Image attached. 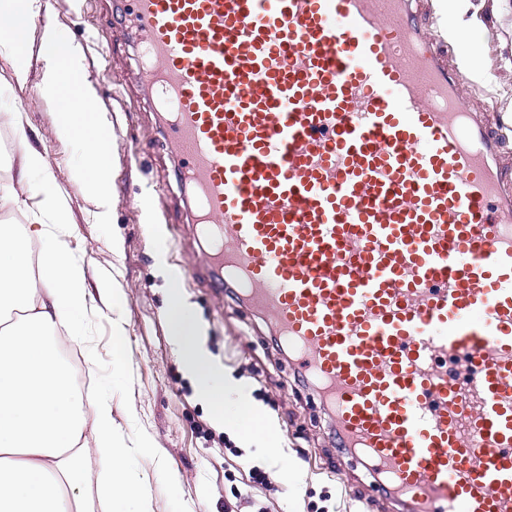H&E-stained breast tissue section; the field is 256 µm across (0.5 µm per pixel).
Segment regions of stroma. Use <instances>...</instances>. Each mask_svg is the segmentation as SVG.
Returning a JSON list of instances; mask_svg holds the SVG:
<instances>
[{"label":"stroma","instance_id":"obj_1","mask_svg":"<svg viewBox=\"0 0 512 512\" xmlns=\"http://www.w3.org/2000/svg\"><path fill=\"white\" fill-rule=\"evenodd\" d=\"M38 26L54 25L81 48L85 76L112 130L114 178L106 222L79 176L83 148L55 134L59 105L41 92V63L26 86L13 79L0 54V113L22 108L67 199L70 225L61 237L86 272L89 310L84 340L67 341L79 366L78 391L86 409L98 397L112 403V425L129 451L127 483L146 484L145 499L130 497L123 512H402L377 492L365 470L336 446L330 413L316 391L295 382L297 371L272 341L269 325L230 289L208 278L205 259L187 224L176 182V162L162 148L160 128L133 57L132 37L114 0H43ZM421 23L449 65L464 78L468 109L483 114L512 165V9L497 0H469L474 27L468 44L444 36L439 0H418ZM472 52L473 65L464 62ZM178 273L181 294L205 328V347L226 375L271 419L277 453L266 441L243 442L215 424L195 381L185 373L165 316L167 288L158 272ZM115 302H103L100 279ZM267 473L248 485L249 465ZM296 466L293 481L284 478Z\"/></svg>","mask_w":512,"mask_h":512}]
</instances>
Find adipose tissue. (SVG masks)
Returning a JSON list of instances; mask_svg holds the SVG:
<instances>
[{
    "label": "adipose tissue",
    "mask_w": 512,
    "mask_h": 512,
    "mask_svg": "<svg viewBox=\"0 0 512 512\" xmlns=\"http://www.w3.org/2000/svg\"><path fill=\"white\" fill-rule=\"evenodd\" d=\"M42 0H0L7 50L18 86L28 81L30 59L42 62L41 90L63 101L56 134L81 141L87 158L81 174L98 200V220L112 200L111 142L104 112L80 72L76 44L44 27L38 54H31L34 23ZM52 184L44 153L25 143L20 166L0 196L18 200L30 176ZM51 232L18 224H0V512H88L83 479L97 458L112 461V512H122L126 497L145 491L124 481L126 450L112 433V405L100 399L93 418H86L76 379L59 353V328L79 333L86 307V273L63 246L52 245ZM167 319L174 344L198 393L212 408L216 422L243 437L267 436L265 415L242 389L216 385V372L201 343L200 324L182 298L177 277L167 273Z\"/></svg>",
    "instance_id": "obj_1"
}]
</instances>
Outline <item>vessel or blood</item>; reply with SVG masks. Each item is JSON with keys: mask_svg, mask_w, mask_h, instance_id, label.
<instances>
[{"mask_svg": "<svg viewBox=\"0 0 512 512\" xmlns=\"http://www.w3.org/2000/svg\"><path fill=\"white\" fill-rule=\"evenodd\" d=\"M119 2L207 270L408 512H512V172L413 0Z\"/></svg>", "mask_w": 512, "mask_h": 512, "instance_id": "obj_1", "label": "vessel or blood"}]
</instances>
